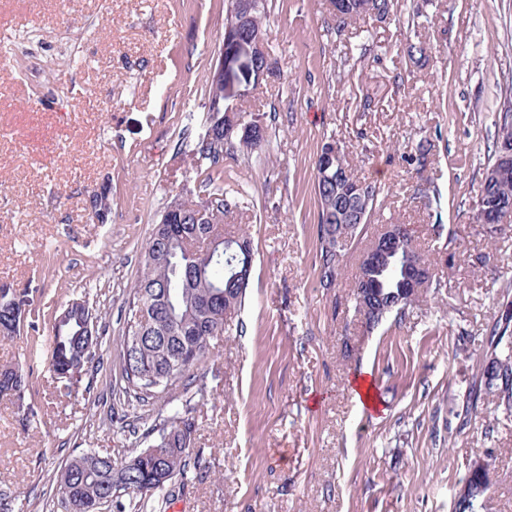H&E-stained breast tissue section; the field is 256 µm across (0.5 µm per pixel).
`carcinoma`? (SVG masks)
<instances>
[{"instance_id":"obj_1","label":"carcinoma","mask_w":512,"mask_h":512,"mask_svg":"<svg viewBox=\"0 0 512 512\" xmlns=\"http://www.w3.org/2000/svg\"><path fill=\"white\" fill-rule=\"evenodd\" d=\"M345 8L336 16V30L341 32L348 24L366 17L357 10V0H344ZM248 131L237 129L209 133L204 128L192 143L188 153L195 164L200 198H186L179 193L167 204L165 212L175 221L154 224L149 244L144 252L143 269L130 288L126 308V327L122 342L133 336L140 337L139 345L124 358L122 378L123 394L146 400L158 390L165 389L177 377L191 376L194 368L202 364L210 340L223 335L245 303L248 282L234 277L252 256L247 238L242 236L233 248L209 250L206 245L224 235V216L238 208V201L224 197V154L235 151L252 152L262 148L267 128L258 120L250 121ZM361 183L354 174L346 156L324 169L315 161L314 191L318 204V279L322 287L334 288L349 250L336 251L337 238L344 233L346 211L363 213L366 224L373 215L379 189L369 184L362 199H347L337 194L341 188ZM482 192L488 196L512 198V169L499 173L494 184H486ZM110 190L103 188L92 195L93 217L104 222L111 211ZM397 243L384 240L379 233L368 249ZM399 248V247H397ZM409 250L417 258H424L411 242L399 248ZM398 270H387L377 275V287L361 289L360 278L351 285L355 312L363 324L377 327L394 311H401L419 302L426 294L432 279H427L422 291L408 302L390 310L385 305L401 292L396 287ZM16 292L0 285V337L15 338L21 332L38 334L39 314L17 303ZM72 309L63 322L55 321L52 336L46 348L50 368L56 379L73 382L74 362L85 355L84 370L97 360L100 336L92 343L83 336V316L91 315L87 301H69ZM512 315H505L486 330L483 342L490 355L482 364L472 394L478 398L485 394L497 400V407L512 414ZM30 374L20 366L0 368V394L10 395L18 401L20 422L25 423L37 415L33 407L24 404ZM184 412L176 411L153 428L154 438L142 451L131 455L121 464L112 461L109 454L85 453L72 458L59 471L56 483L67 502L76 512H100L105 503H117L129 496L140 509H145L152 498L169 497V486L176 478L186 479L191 470L189 448L194 441L195 425L189 419L185 401ZM464 492H456L455 512H480L489 489L486 475L467 473L461 480Z\"/></svg>"}]
</instances>
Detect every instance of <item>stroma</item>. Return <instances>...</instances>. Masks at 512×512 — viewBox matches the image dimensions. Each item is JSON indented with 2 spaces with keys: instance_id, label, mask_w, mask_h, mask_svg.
Wrapping results in <instances>:
<instances>
[{
  "instance_id": "obj_1",
  "label": "stroma",
  "mask_w": 512,
  "mask_h": 512,
  "mask_svg": "<svg viewBox=\"0 0 512 512\" xmlns=\"http://www.w3.org/2000/svg\"><path fill=\"white\" fill-rule=\"evenodd\" d=\"M225 11V0H0V45L34 35L46 60L34 77L10 54L0 69V285L41 308L42 342L53 310L80 296L104 331L76 387L46 357L28 360V339H0V366H30L39 414L22 425L0 395L13 512H67L57 469L87 451L123 462L135 433L186 402L201 465L164 512H453L478 461L492 475L485 512H512V416L487 396L467 426L457 418L481 338L512 303V220L491 234L475 219L512 109V0H397L387 22L341 32L329 0H267L273 72L230 81L224 101L269 133L263 150L224 157V194L240 204L224 231L247 235L253 253L243 329L211 340L203 393L180 377L146 402L119 398L124 302L167 202L197 186L187 151L208 116ZM417 41L419 66L406 56ZM328 137L379 196L326 290L314 161ZM427 143L426 166L410 162ZM104 185L112 210L95 224L89 201ZM389 224L433 253L436 285L367 332L350 285ZM365 374L371 409L352 389Z\"/></svg>"
}]
</instances>
